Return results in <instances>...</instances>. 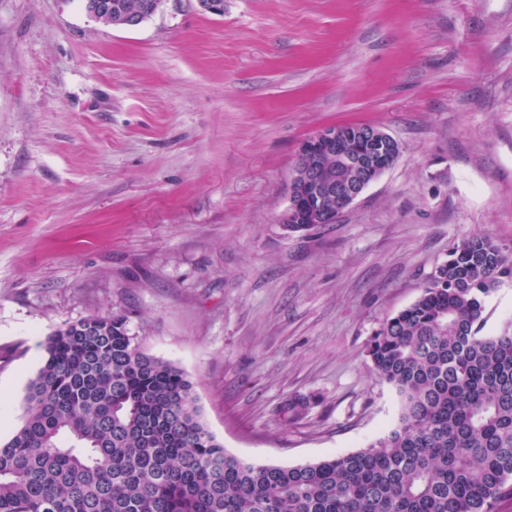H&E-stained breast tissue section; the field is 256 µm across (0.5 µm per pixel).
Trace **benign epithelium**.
I'll return each instance as SVG.
<instances>
[{
	"label": "benign epithelium",
	"instance_id": "7a95c632",
	"mask_svg": "<svg viewBox=\"0 0 512 512\" xmlns=\"http://www.w3.org/2000/svg\"><path fill=\"white\" fill-rule=\"evenodd\" d=\"M164 0H143L138 10L125 15L122 27H134L140 15L157 13ZM87 14L108 25L112 0H87ZM399 156L397 141L379 127L333 125L305 138L297 153L288 188V206L281 224H334L331 201L348 209L378 180Z\"/></svg>",
	"mask_w": 512,
	"mask_h": 512
}]
</instances>
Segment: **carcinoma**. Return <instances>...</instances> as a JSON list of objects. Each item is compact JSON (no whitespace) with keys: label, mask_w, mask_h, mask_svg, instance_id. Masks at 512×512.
<instances>
[{"label":"carcinoma","mask_w":512,"mask_h":512,"mask_svg":"<svg viewBox=\"0 0 512 512\" xmlns=\"http://www.w3.org/2000/svg\"><path fill=\"white\" fill-rule=\"evenodd\" d=\"M512 251L476 234L388 318L368 353L399 396L369 447L296 466L229 454L194 383L112 312L44 342L26 414L0 443V512H496L512 500V334L482 336Z\"/></svg>","instance_id":"obj_1"}]
</instances>
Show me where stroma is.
Returning <instances> with one entry per match:
<instances>
[{"label":"stroma","instance_id":"obj_1","mask_svg":"<svg viewBox=\"0 0 512 512\" xmlns=\"http://www.w3.org/2000/svg\"><path fill=\"white\" fill-rule=\"evenodd\" d=\"M383 129L396 164L333 224L278 218L303 139ZM476 233L512 246V0H0V441L45 338L94 313L195 384L255 464L361 450L398 421L368 356ZM483 335L512 331V281ZM141 2L142 0H87L85 8L87 14L95 21L108 25L112 21V8H116V11L122 10V8L133 11L140 5L137 11L125 15L117 25L118 27H134L137 26L141 14L149 12L154 15L162 7L164 0H143Z\"/></svg>","mask_w":512,"mask_h":512}]
</instances>
